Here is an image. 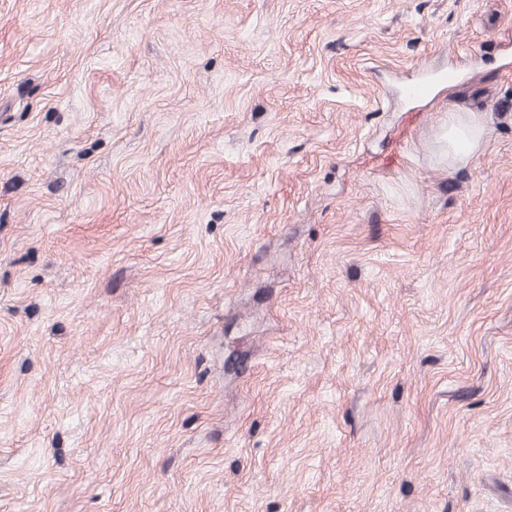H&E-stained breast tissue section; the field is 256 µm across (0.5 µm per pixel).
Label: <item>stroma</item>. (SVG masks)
<instances>
[{"label": "stroma", "instance_id": "obj_1", "mask_svg": "<svg viewBox=\"0 0 512 512\" xmlns=\"http://www.w3.org/2000/svg\"><path fill=\"white\" fill-rule=\"evenodd\" d=\"M0 512H512V0H0ZM484 127L479 118L471 113L451 114L448 118V130L445 129L441 138L448 148V164L465 162L478 148Z\"/></svg>", "mask_w": 512, "mask_h": 512}]
</instances>
